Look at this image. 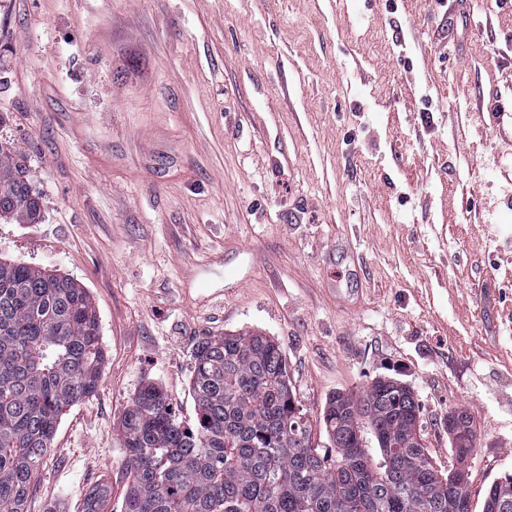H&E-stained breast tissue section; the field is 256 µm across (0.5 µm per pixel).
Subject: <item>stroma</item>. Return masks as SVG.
<instances>
[{
	"label": "stroma",
	"instance_id": "obj_1",
	"mask_svg": "<svg viewBox=\"0 0 512 512\" xmlns=\"http://www.w3.org/2000/svg\"><path fill=\"white\" fill-rule=\"evenodd\" d=\"M512 0H0V142L35 224L0 260L89 292L96 394L63 415L29 512H122L124 411L195 418L203 338L277 341L314 445L327 398L406 382L439 468L448 413L481 489L512 473Z\"/></svg>",
	"mask_w": 512,
	"mask_h": 512
}]
</instances>
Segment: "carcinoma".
I'll list each match as a JSON object with an SVG mask.
<instances>
[{
  "instance_id": "obj_1",
  "label": "carcinoma",
  "mask_w": 512,
  "mask_h": 512,
  "mask_svg": "<svg viewBox=\"0 0 512 512\" xmlns=\"http://www.w3.org/2000/svg\"><path fill=\"white\" fill-rule=\"evenodd\" d=\"M27 157L0 145V214L28 224L40 212ZM104 349L87 289L23 263L0 261V512H26L64 410L92 397ZM196 420L187 427L164 394L143 386L120 427L128 452L123 512H471L476 429L448 415V470L413 434L417 407L398 383L375 377L338 392L320 424L335 452L313 445L280 346L260 333L204 338L194 355ZM364 417L361 427L352 411ZM372 428L380 458L364 438ZM98 485L81 512H97ZM482 512H512V474L483 492Z\"/></svg>"
}]
</instances>
